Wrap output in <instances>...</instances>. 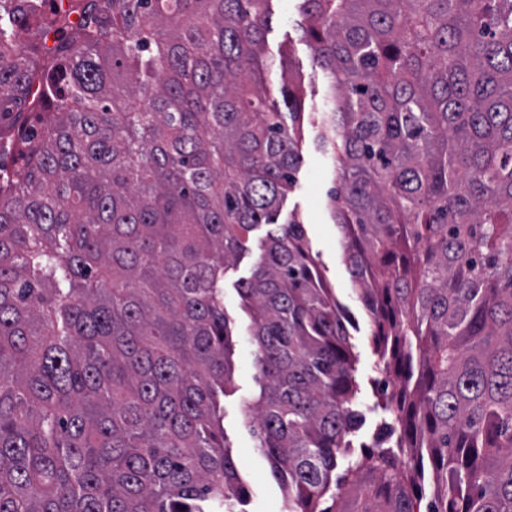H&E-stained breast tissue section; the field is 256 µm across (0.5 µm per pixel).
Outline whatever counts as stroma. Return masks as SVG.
I'll return each instance as SVG.
<instances>
[{"instance_id":"35a3bbf8","label":"stroma","mask_w":512,"mask_h":512,"mask_svg":"<svg viewBox=\"0 0 512 512\" xmlns=\"http://www.w3.org/2000/svg\"><path fill=\"white\" fill-rule=\"evenodd\" d=\"M272 22L266 34L267 56L284 57L292 71L300 73L304 81L306 107L322 110L325 105L323 83L316 75L309 47L300 39L296 29L298 10L296 0H272ZM302 162L296 182L283 202V212H298L309 239L312 254L325 271L338 300L349 310L359 324L351 333L352 351L357 359L354 377L359 386L355 402L364 416L360 430L353 436L350 460H360L363 446L371 445L383 419L376 411L380 377L375 364L377 357L372 341V323L359 301L351 274L344 261V240L338 225L334 224L328 206L327 194L335 184L334 162L331 154L319 149L317 130L304 125ZM266 235L265 227H258L237 262L224 273V307L235 318H242L240 298L235 290L237 280L249 277L255 267L259 243ZM235 393L224 403V426L233 444V456L240 473L251 491L249 512H283V492L270 474L267 460L255 447V439L245 425L242 409L256 396L258 368L256 347L249 337H238L234 353Z\"/></svg>"}]
</instances>
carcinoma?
<instances>
[{
	"label": "carcinoma",
	"instance_id": "1",
	"mask_svg": "<svg viewBox=\"0 0 512 512\" xmlns=\"http://www.w3.org/2000/svg\"><path fill=\"white\" fill-rule=\"evenodd\" d=\"M271 0H0V512H246L224 431L241 332L243 418L285 512H336L364 471L384 512H512V0H299L328 90L318 147L372 320L377 407L365 456L350 333L297 213L304 93L269 100ZM51 27L36 60L20 31ZM435 490L420 510L423 460ZM267 227H258L248 244V250L243 252L237 262L224 273V308L235 318H238L244 328L238 336L235 346L234 386L235 394L226 398L224 403V426L233 443V456L240 473L246 479L251 491L248 511L251 512H282L283 492L270 474L267 460L255 448V439L242 417L243 406L256 397L258 389V368L256 365V346L247 336L246 326L249 320L241 311L240 298L235 290V282L240 278H248L257 262L259 243L266 235ZM250 457L245 458V451ZM262 478H258V474ZM272 508L274 511H269Z\"/></svg>",
	"mask_w": 512,
	"mask_h": 512
}]
</instances>
